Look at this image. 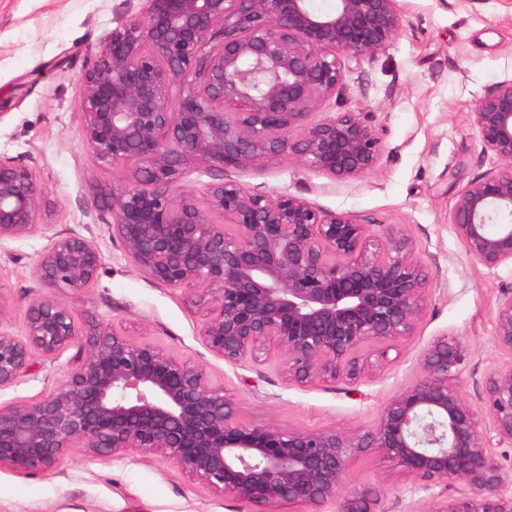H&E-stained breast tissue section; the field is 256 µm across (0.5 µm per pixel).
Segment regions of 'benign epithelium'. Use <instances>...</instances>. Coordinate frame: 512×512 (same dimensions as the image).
<instances>
[{"mask_svg":"<svg viewBox=\"0 0 512 512\" xmlns=\"http://www.w3.org/2000/svg\"><path fill=\"white\" fill-rule=\"evenodd\" d=\"M102 41L79 87L83 132L104 166L128 167L129 186L91 200L142 274L187 290L204 311L205 346L233 365L278 356L288 382L355 385L392 361L429 300L427 264L410 236L383 238L347 212L300 194L251 191L224 178L288 157L338 181L371 174L379 129L366 112L310 110L342 81L341 56L359 63L401 33L406 0H148ZM495 168L461 192L450 224L488 270L512 264V81L470 112ZM213 172L203 199L181 186L186 169ZM44 190L32 167L0 156V242L37 222ZM103 259L92 239L55 232L34 272L47 292L31 301L23 336L0 331V390L35 358L73 351L66 376L35 400L0 403V468L50 471L66 455H155L216 496L276 512H386L384 493L345 487L349 462L369 450L410 480L424 512H512L495 449L512 447V366L474 381L478 409L452 383L466 358L441 336L423 376L386 401L370 428L282 429L240 422L204 368L130 339L115 325L78 326L53 291L82 293ZM497 348L512 353V289L493 318ZM490 423H485V418ZM463 482L469 493H450Z\"/></svg>","mask_w":512,"mask_h":512,"instance_id":"obj_1","label":"benign epithelium"}]
</instances>
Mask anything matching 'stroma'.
Instances as JSON below:
<instances>
[{
	"label": "stroma",
	"instance_id": "1",
	"mask_svg": "<svg viewBox=\"0 0 512 512\" xmlns=\"http://www.w3.org/2000/svg\"><path fill=\"white\" fill-rule=\"evenodd\" d=\"M402 33L360 62L345 60L342 84L314 108L368 113L381 131L376 171L340 182L286 159L230 172L246 188L303 194L316 206L356 215L374 234L410 235L430 274V299L412 336L395 344V359L358 393L342 386L288 383L276 361L260 370L232 366L199 336L202 313L182 290L139 273L89 201L90 187L119 191L128 184L120 167L96 162L83 134L77 87L87 61L127 16L143 14L146 0H0V155L18 157L36 171L44 189L40 223L98 244L104 269L80 294L55 291L77 323L96 319L121 327L138 342L202 365L223 387L243 423L271 421L282 428L319 430L369 427L384 403L422 376L421 357L441 336L469 350L457 379L472 395L473 372L512 366V354L493 341V315L512 267L473 265L449 214L473 179L493 167L483 155L469 114L498 83L512 81V0H409ZM46 233L0 244V287L9 302L0 330L19 336L30 301L43 290L33 262L48 245ZM68 356L44 362L0 402L47 394L68 371ZM410 482L370 452L348 466L345 486L382 490L390 512L409 501ZM0 512H249L213 495L199 481L153 455L119 460L64 457L50 472L0 469Z\"/></svg>",
	"mask_w": 512,
	"mask_h": 512
}]
</instances>
